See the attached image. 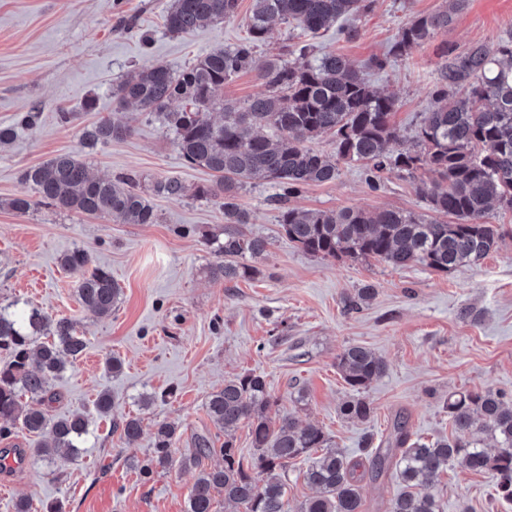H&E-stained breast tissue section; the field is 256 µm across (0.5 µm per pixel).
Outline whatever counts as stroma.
Wrapping results in <instances>:
<instances>
[{
  "label": "stroma",
  "mask_w": 512,
  "mask_h": 512,
  "mask_svg": "<svg viewBox=\"0 0 512 512\" xmlns=\"http://www.w3.org/2000/svg\"><path fill=\"white\" fill-rule=\"evenodd\" d=\"M251 4L239 0L235 18L174 36L164 28L169 0H0V126L14 130L10 143L0 145V305L27 301L76 324L86 348L54 381L59 399L50 412L81 414L89 424L73 460L38 456L43 437L18 427L0 438V448L28 455L25 468L0 473L8 487L0 494V512H14L22 498L30 512L52 505L63 512H186L196 470L175 463L146 478L135 464L151 454L156 422L177 425L179 454L192 435L216 433L207 397L247 372L264 375L276 400L273 416L320 426L361 462L364 512H386L401 486L394 471L372 476L361 451L366 437L384 440L397 417L412 437L447 436L443 405L449 392L512 394V212L496 214L503 239L476 265L447 273L419 264L394 269L373 259H322L296 248L277 224L274 188L260 182L239 197L252 216L244 232L270 241L267 253L253 261L259 273L217 283L208 276L216 257L204 240L224 221L213 202L153 197L159 216L154 224H118L42 203L24 213L10 208L24 189V171L63 152L81 153L98 176L135 174L146 189L160 178L190 188L211 182V172L180 156L161 119L116 111L112 90L141 68L161 63L179 72L215 47L244 40ZM447 4L377 0L360 19L357 37L344 39L331 29L314 43L360 66L383 53L409 17ZM128 22L135 31L125 30ZM511 36L512 0H464L447 29L386 69L369 72L373 86L398 98L392 122L400 143L408 142L428 105L429 82L444 48L492 46ZM33 108L40 120L31 128L20 118ZM63 112L69 122L60 121ZM102 119L125 122L133 133L83 147V128ZM291 203L320 210L426 209L410 180L391 172L374 190L357 163L342 165L336 180L306 187ZM77 248L111 271L121 290L110 317L82 308L76 278L60 264L64 253ZM368 284L375 299L360 312H345V296ZM352 344L370 348L386 364L367 390L374 413L366 421L338 411L350 391L336 357ZM113 356L122 363L115 376L106 369ZM104 390L112 395L108 415L95 406ZM145 395L153 396L152 404H142ZM125 416L143 420L140 436L131 441L112 428ZM493 484L492 474L453 462L432 491L441 512H512V503L494 498Z\"/></svg>",
  "instance_id": "obj_1"
}]
</instances>
